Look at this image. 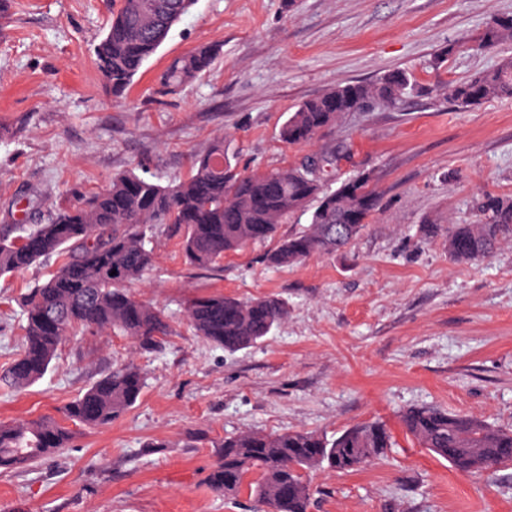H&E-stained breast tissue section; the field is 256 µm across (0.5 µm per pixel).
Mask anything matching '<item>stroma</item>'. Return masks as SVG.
Instances as JSON below:
<instances>
[{"label":"stroma","mask_w":512,"mask_h":512,"mask_svg":"<svg viewBox=\"0 0 512 512\" xmlns=\"http://www.w3.org/2000/svg\"><path fill=\"white\" fill-rule=\"evenodd\" d=\"M108 0H10L0 30V230L104 188L132 170L163 184L224 136L240 172L332 152L325 185L373 172L378 205L344 252L273 269L272 242L185 264L159 234L131 285L163 308L170 333L146 350L127 336L66 340L45 376L0 391V421L59 417L113 367L145 386L111 425L75 427L70 448L0 470V512H248L206 476L224 436L256 430L329 437L382 421L395 445L352 473L312 474L313 512H512V465L477 479L412 443L399 414L440 406L512 426V241L484 262H453L449 224L473 220L483 193L512 194V98L471 109L410 96L359 112L304 146L279 131L297 105L339 84L397 71L435 88L512 58V42L473 43L512 0H196L116 100L94 48ZM218 55L174 94L155 76L202 45ZM435 235H427L425 227ZM37 265L0 279V368L20 341V300L46 278ZM223 292L274 294L288 315L266 340L230 354L191 330L185 308Z\"/></svg>","instance_id":"stroma-1"}]
</instances>
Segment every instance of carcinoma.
I'll list each match as a JSON object with an SVG mask.
<instances>
[{"mask_svg":"<svg viewBox=\"0 0 512 512\" xmlns=\"http://www.w3.org/2000/svg\"><path fill=\"white\" fill-rule=\"evenodd\" d=\"M195 0H120L105 37L95 47V62L104 85L119 98L143 63L154 55L172 26ZM512 42V16L491 19L477 48ZM216 47L203 45L180 56L157 75L165 92L207 71ZM410 93H430L403 72L387 73L363 83L339 84L320 97L300 103L280 129L290 145H306L324 129L375 104L393 105ZM461 108L492 98H512V59L495 69L436 89ZM224 138L193 158L186 178L161 185L130 170L115 175L109 186L77 203L58 207L35 224L16 225V234H0V277L37 262L58 260L48 278L21 302V351L0 372V386L20 389L41 379L68 337L117 331L144 349L170 333L164 312L135 299L126 286L152 265L159 229L179 238L186 264L197 270L221 264L230 252L276 236L279 225L316 203L308 226L278 242L266 253L272 267L297 265L316 255L342 251L366 228L348 224L351 211L366 220L378 203L372 177L358 174L329 190L302 164L242 174ZM35 236L40 249L21 240ZM512 240V195L486 192L470 224H450L445 234L450 258L476 262L490 258L497 246ZM187 320L195 335L235 353L261 343L287 316L276 295L243 299L224 293L189 303ZM59 322V332L45 327ZM143 389L140 370L132 364L112 369L82 395L66 403L62 420L0 424V469L36 463L70 447V422L86 428L112 424L133 407ZM408 436L420 447L448 461L462 473L489 475L512 464V428H493L469 414L438 407H411L401 415ZM219 458L207 475L208 486L228 500L247 493L255 512H311L310 475L320 469L348 473L381 459L392 447L385 423L364 422L339 436L301 430L266 434L246 431L215 443Z\"/></svg>","mask_w":512,"mask_h":512,"instance_id":"cac0c4a2","label":"carcinoma"}]
</instances>
